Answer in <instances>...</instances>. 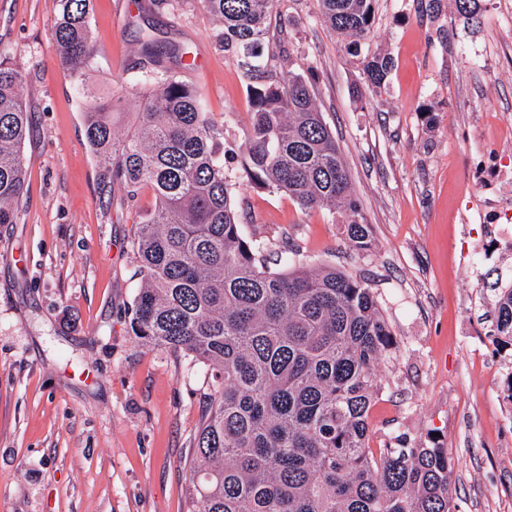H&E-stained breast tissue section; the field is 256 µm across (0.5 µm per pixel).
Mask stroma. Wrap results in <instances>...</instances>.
I'll list each match as a JSON object with an SVG mask.
<instances>
[{
    "instance_id": "35a3bbf8",
    "label": "stroma",
    "mask_w": 512,
    "mask_h": 512,
    "mask_svg": "<svg viewBox=\"0 0 512 512\" xmlns=\"http://www.w3.org/2000/svg\"><path fill=\"white\" fill-rule=\"evenodd\" d=\"M59 0H0V61L25 73L28 180L18 220L0 226V512H187L186 475L210 384L207 367L132 336L139 285L132 221L101 194L84 137L89 96L142 82L139 39L154 26L193 68L229 137L249 125L247 81L198 0H93L91 86L61 66ZM297 71L371 226L359 252L340 213L302 211L251 187L227 161L247 238L296 263L332 265L372 288L394 340L378 367L374 442L405 433L448 450L455 512H512V347L489 300L512 286V0H483L479 24L452 0H375L362 54L394 68L369 90L318 0H276ZM491 108H484V101Z\"/></svg>"
}]
</instances>
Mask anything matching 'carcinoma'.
Here are the masks:
<instances>
[{"mask_svg": "<svg viewBox=\"0 0 512 512\" xmlns=\"http://www.w3.org/2000/svg\"><path fill=\"white\" fill-rule=\"evenodd\" d=\"M321 16L358 58L368 87L384 85L393 59L360 57L374 0H318ZM52 39L63 64L90 81L97 53L92 0H59ZM220 25L219 42L248 80L251 121L240 141L206 109L199 87L163 73L187 51L140 39L150 88L138 95L132 127L113 115L125 89L85 112V139L103 193L123 185L128 208L151 193L131 240L138 288L125 314L142 344L164 347L212 370L188 475V512H453L448 449L398 436L370 446L379 392L375 368L392 346L389 323L363 281L332 266L271 271L248 240L224 176L226 154L247 179L304 210L345 216L358 250L372 246L349 171L319 111L309 77L263 65L274 0H200ZM466 22L480 0H454ZM25 75L0 62V224L18 217L27 176ZM499 342L512 346V288L491 300Z\"/></svg>", "mask_w": 512, "mask_h": 512, "instance_id": "obj_1", "label": "carcinoma"}]
</instances>
